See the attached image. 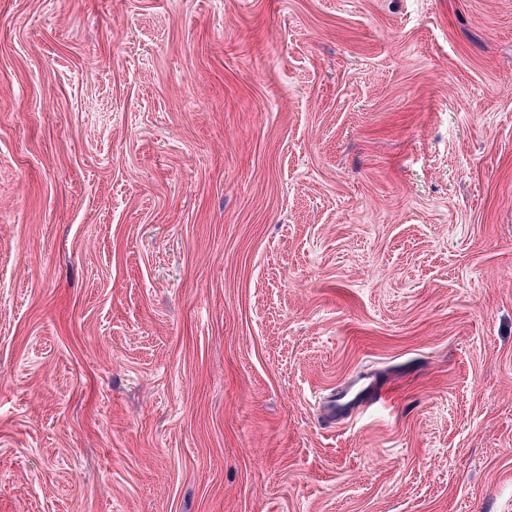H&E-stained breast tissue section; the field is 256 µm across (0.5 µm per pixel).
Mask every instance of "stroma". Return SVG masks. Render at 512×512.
Returning <instances> with one entry per match:
<instances>
[{
    "label": "stroma",
    "instance_id": "obj_1",
    "mask_svg": "<svg viewBox=\"0 0 512 512\" xmlns=\"http://www.w3.org/2000/svg\"><path fill=\"white\" fill-rule=\"evenodd\" d=\"M0 512H512V0H0Z\"/></svg>",
    "mask_w": 512,
    "mask_h": 512
}]
</instances>
